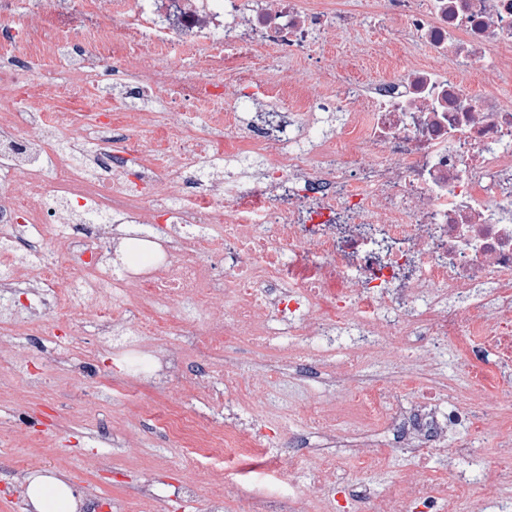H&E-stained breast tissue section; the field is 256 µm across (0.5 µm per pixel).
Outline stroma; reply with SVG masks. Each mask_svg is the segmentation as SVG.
<instances>
[{
    "instance_id": "35a3bbf8",
    "label": "stroma",
    "mask_w": 512,
    "mask_h": 512,
    "mask_svg": "<svg viewBox=\"0 0 512 512\" xmlns=\"http://www.w3.org/2000/svg\"><path fill=\"white\" fill-rule=\"evenodd\" d=\"M318 52L360 81L384 74L395 62L384 32L371 25L334 35ZM34 71L56 88L47 110L69 113L70 124L84 120L90 101H111L115 115L131 107L117 96L111 70L87 85L69 80L59 56L35 62ZM180 353L182 377L160 391L127 376L112 344L99 337H87L81 349L58 363L43 356L34 337L0 336V512H25L20 484L36 471L67 480L92 512H206L212 500L223 498V463L208 470L197 466L182 449L148 431L137 415L147 403L163 408L180 402L193 414L212 417V400L224 394L219 383L224 358L189 346ZM84 363L120 385V400L102 394L87 401L92 387L79 372ZM199 374L216 381L202 397L192 390ZM36 424L40 436L27 442L26 429ZM186 484L196 487V500L179 496Z\"/></svg>"
}]
</instances>
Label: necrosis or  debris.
I'll use <instances>...</instances> for the list:
<instances>
[{
  "mask_svg": "<svg viewBox=\"0 0 512 512\" xmlns=\"http://www.w3.org/2000/svg\"><path fill=\"white\" fill-rule=\"evenodd\" d=\"M91 6L109 21L86 27L84 46L65 58L73 78L89 81L115 61L119 33L141 50L137 72L115 73L124 98L170 87L215 108L197 124L166 112L138 157L119 149V126L98 112L67 143L54 140L60 119L45 111L31 62L55 48L60 22ZM25 16L23 34L0 27V44L13 47L0 54V297L24 300L50 356L65 358L52 314L76 307L97 335L125 328L127 374L158 386L175 361L147 355L141 337L225 352L223 426L179 405L143 418L192 461L220 447L228 464L260 455L288 468L284 488L225 480V501L242 512H315L316 500L329 512L343 503L352 512L466 503L488 512L512 489L511 444L494 466L464 446L447 473L429 467L449 432L512 407V0H54L49 17L32 0ZM370 19L395 23L430 60L366 83L341 70L317 95L281 74L247 77L243 97L224 88L231 62L265 49L310 55ZM176 41L182 65L159 54ZM476 70L495 82L475 91ZM325 112L343 122L314 156L303 144ZM240 126L269 155L250 182L209 169L238 156L216 135ZM124 224L140 227V259L114 269L103 255L127 244ZM51 244L87 258L71 293L57 288ZM339 333L351 342L338 364ZM275 339L277 362L253 381L233 351ZM448 344L463 346L480 384L463 403L447 402L437 385ZM306 352L304 371L331 390L327 403L278 390L284 368ZM391 359L404 368L400 381L378 375ZM262 397L305 421L290 448L283 421L244 419ZM391 452L409 462L396 483L378 492L354 481L352 470L382 469Z\"/></svg>",
  "mask_w": 512,
  "mask_h": 512,
  "instance_id": "1",
  "label": "necrosis or debris"
}]
</instances>
